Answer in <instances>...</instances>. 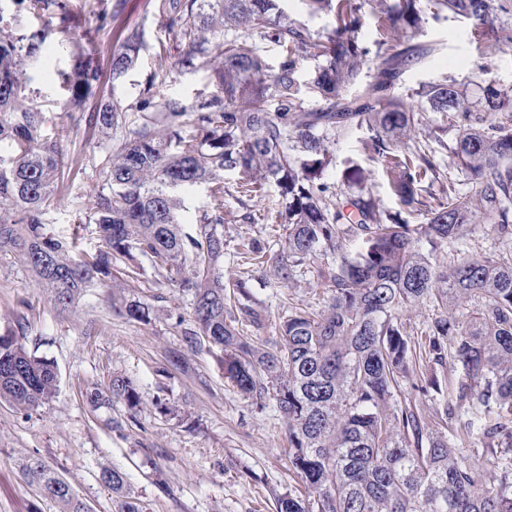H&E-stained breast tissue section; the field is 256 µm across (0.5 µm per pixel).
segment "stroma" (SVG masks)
<instances>
[{
	"mask_svg": "<svg viewBox=\"0 0 512 512\" xmlns=\"http://www.w3.org/2000/svg\"><path fill=\"white\" fill-rule=\"evenodd\" d=\"M135 29L143 31L145 47L134 67L106 82L107 99L125 107L136 104L150 80L158 97L194 106L216 93L212 71L175 68L176 38L156 16L152 0H126L109 25L93 33L103 70H110L113 52ZM470 29L467 20L450 13L428 19L418 39L434 51L404 72L402 87L445 76L473 88L491 81L512 85V48L489 53L485 43L471 38ZM84 31L81 25L68 31L52 28L50 53L27 68V92L42 106L43 132L60 138L72 165L68 180L56 190L63 199L90 194L96 179L92 159L101 140L85 125L60 132L66 92L57 73L71 69L74 42ZM368 137L367 129L356 128L331 142L332 162L324 178L339 181L347 161L355 160L368 177L374 203L399 210L383 163L363 149ZM238 182L237 172L225 171L224 274L248 279L265 321L245 332L272 346L289 309H323L328 286L313 269L289 284L267 276L266 262L285 243V225L271 221L284 202L271 182L250 200H241ZM253 243L261 248V261L243 256ZM418 247L442 266L458 250L512 258V243L499 241L486 224L468 225L458 244L433 248L422 240ZM114 294L148 305L152 321L144 324L113 308ZM191 326V295L159 279L151 257L137 255L134 273L117 284L76 294L64 309L54 305L49 290L19 255L0 257V333H15L29 352L53 360L60 376L55 398L36 410L21 411L0 400V512H59L27 481L24 467L32 459L42 460L69 483L89 512H120L125 498L142 512H277L279 497L307 496L290 463L288 428L273 395L247 398L238 392L224 377L219 351L207 340H187ZM117 376L134 381L140 405L113 401L90 406L88 393L108 391ZM162 402L170 413L159 411ZM105 468L122 473V494L102 482Z\"/></svg>",
	"mask_w": 512,
	"mask_h": 512,
	"instance_id": "obj_1",
	"label": "stroma"
}]
</instances>
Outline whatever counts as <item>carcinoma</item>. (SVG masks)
<instances>
[{
  "instance_id": "carcinoma-1",
  "label": "carcinoma",
  "mask_w": 512,
  "mask_h": 512,
  "mask_svg": "<svg viewBox=\"0 0 512 512\" xmlns=\"http://www.w3.org/2000/svg\"><path fill=\"white\" fill-rule=\"evenodd\" d=\"M165 27L182 50L179 68L209 67L220 91L199 106L175 98L154 100L153 84L125 108L94 100L102 82L91 42H76L72 69L63 74L67 128L82 123L108 141L95 162L90 207L74 206L75 223L96 226L100 244L76 251L78 237L51 233L58 182L68 171L58 141L42 138L44 112L26 94L28 62L48 36L0 35V255L22 254L27 267L64 308L75 294L115 281L119 264L140 252L154 258L173 286L193 297L198 336L224 352V375L245 396L273 391L288 425L289 459L310 489L307 500L278 499V512H512V262L495 253H471L441 268L416 249L463 237L467 225L487 224L512 241V86L488 85L473 92L453 78L423 84L408 97L394 93L404 66L431 49L414 43L428 17L450 12L471 23V35L492 51L512 47L508 0H303L312 15H328L331 29L315 39L288 18L283 0H153ZM0 28L23 27L24 18L58 20L68 28L77 14L70 0H16ZM371 9L377 31L373 47L358 38L362 9ZM88 13L96 28L112 17V0H94ZM280 51L275 72L263 44ZM140 35L127 39L112 58L119 77L138 60ZM324 64L305 84L301 62ZM374 81L359 93L354 85L367 60ZM277 102L275 109L268 99ZM319 107H307L305 99ZM140 122L128 126V113ZM436 112L431 131L455 132L452 167L472 184L460 192L442 183L433 152L402 153L421 122ZM371 132L364 149L390 174L389 189L402 212L377 209L364 191V169L350 160L342 173L344 206L328 202L322 181L331 161L327 142L350 127ZM128 128L110 141L112 130ZM190 127L193 134L183 135ZM241 175L240 193L276 184L285 211L275 222L288 226L285 246L269 273L288 284L309 262L329 257L323 277L330 296L325 313L290 310L279 328V348L264 350L241 334L232 309L260 326L262 312L250 305L247 280L224 281V171ZM439 184V193L425 188ZM206 185L208 203L196 236L181 232L176 193ZM349 212H344V209ZM362 241L353 256L343 242ZM431 303L440 311L420 332H407L401 313ZM131 319L148 323L150 308L121 303ZM463 373L448 385L436 375L415 385L429 400L442 397L440 429L425 422L417 403L401 398V382L419 377L420 364L446 359ZM54 361L28 352L14 334L0 335V399L35 410L58 391ZM110 397L134 408L140 393L115 377ZM476 441L472 452L496 459V483L475 475L459 427ZM30 482L61 507L85 512L70 486L33 460Z\"/></svg>"
}]
</instances>
